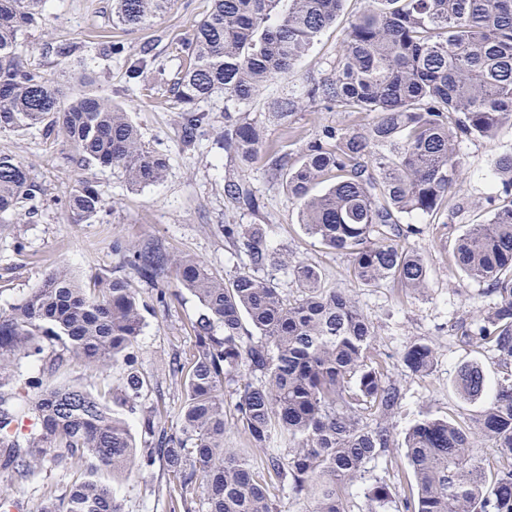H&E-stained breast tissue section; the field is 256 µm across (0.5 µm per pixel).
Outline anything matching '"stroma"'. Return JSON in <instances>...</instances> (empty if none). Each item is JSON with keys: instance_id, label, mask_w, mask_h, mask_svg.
Here are the masks:
<instances>
[{"instance_id": "obj_1", "label": "stroma", "mask_w": 512, "mask_h": 512, "mask_svg": "<svg viewBox=\"0 0 512 512\" xmlns=\"http://www.w3.org/2000/svg\"><path fill=\"white\" fill-rule=\"evenodd\" d=\"M209 5V0H176L171 10L150 26L131 32L113 27L112 0H50L42 27L29 37L36 61L46 69H57L61 61L55 52L57 46L85 44L87 62L99 87L127 110L146 143L167 154L169 168L158 183L134 188L121 169L84 167L71 152L47 142L38 131H1L0 152L16 155L27 164L43 193L40 212L33 222L0 224V310L22 302L62 264L87 284L103 278L128 279L148 305L134 350L135 367L146 384L136 399V413L128 417L136 447L143 451L148 446L140 425L143 414L161 415L168 427L177 423L175 412L184 394L173 365L193 348V324L201 307L192 294L178 288L174 279L158 285L138 277L125 263L128 249L156 243L171 258L195 256L226 278L248 259L237 255L225 240V225H264V244L274 257L317 266L324 286L346 289L371 322L374 352L399 385L401 401L390 420L393 445L369 464L368 471L370 476L399 483L410 473L404 434L419 411L466 427L482 410V402H468L458 395L454 380L460 366L468 362L482 364L492 383L512 372V367L500 362L487 348L460 340L452 329L454 323L470 320L489 303L481 293V283L454 264L452 252L469 225L489 216L487 199L494 191V158L512 148V125H503L495 142L475 139L464 145L465 181L449 208L425 220L420 234L410 237V247L428 265L427 289L414 293L393 283L363 285L350 277L347 255L325 248L305 233L298 206L281 182L267 177L265 157H258L251 166H240L225 155L221 135L225 115L246 117L262 129L265 152L279 151L293 161L324 128L371 123L370 113L342 112L321 105L306 106L288 127L273 116L278 99L301 94L310 80L331 71L348 26L366 7V0H345L335 25L297 61L292 76L268 84L251 103L230 106L220 93L204 102L202 108L208 112L210 124L195 149L187 150L181 143L182 116L164 104L168 89L160 88L151 99L142 96L138 84L128 81L122 62L98 57L95 47L100 42L123 43L127 54L146 52L165 61V74L174 76L178 63L171 59L169 47L191 33ZM232 176L250 182L260 201L259 210L240 207L225 197L224 180ZM81 179L97 182L104 193V213L98 223H70L65 211V192ZM162 287L171 294L165 305L156 300ZM415 340L431 342L436 348L429 376L412 374L402 362V350ZM123 376V371L117 369L105 377L74 361L51 375L50 380L80 383L95 393L109 389L117 392L122 388ZM72 481V475L62 474L46 463L37 478L16 487L15 495L23 512H35L46 494L65 497ZM168 486L167 472L158 462L149 473H135L116 483L115 495L124 512H170Z\"/></svg>"}]
</instances>
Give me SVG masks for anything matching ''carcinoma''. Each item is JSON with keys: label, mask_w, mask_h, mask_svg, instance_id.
<instances>
[{"label": "carcinoma", "mask_w": 512, "mask_h": 512, "mask_svg": "<svg viewBox=\"0 0 512 512\" xmlns=\"http://www.w3.org/2000/svg\"><path fill=\"white\" fill-rule=\"evenodd\" d=\"M46 2L0 0V130L38 128L88 166L123 170L134 188L160 181L167 158L143 142L127 112L84 80L65 91L32 58L28 37ZM175 2L112 0V25L143 28ZM281 2L212 0L192 33L174 44L180 65L166 102L183 112L185 148L195 147L208 124L200 103L217 93L247 103L267 83L292 74L345 0H288L279 13ZM102 54L122 59L133 80L153 65L165 70L119 43H106ZM306 96L310 104L376 118L367 127L323 130L292 166L286 155L271 152L268 175L285 182L307 234L349 256L350 277L424 291L427 265L407 245L419 227L403 219L423 220L447 208L465 179L461 143H490L501 126L512 124V0H368L350 23L333 69L311 83ZM302 106L300 97L282 98L277 116L288 120ZM223 141L227 157L249 164L261 152L263 132L241 117L227 121ZM494 174L507 200L489 197L490 219L457 238L453 259L495 302L457 329L464 340L511 362L512 150L497 156ZM325 181L330 186L313 194ZM224 196L259 208L242 178L225 180ZM36 201L28 167L0 152V224L33 221ZM66 206L72 223L93 224L102 216L103 191L79 180L67 191ZM264 237L261 224L224 225V238L257 268L268 256ZM128 264L151 282L173 277L201 305L194 347L173 367L185 386L179 428L143 416L144 434L159 437V444L138 455L128 424L112 409V393L45 385L38 377L17 384L15 361L40 356L53 341L61 353L42 371L56 372L73 359L105 373L125 365L127 388L136 394L144 387L130 370L143 301L121 278L84 288L60 266L21 303L0 311V472L21 484L46 461L79 466L68 496L46 499L38 512H122L113 484L149 472L158 459L178 489L169 493L171 512H196L188 489L199 478L207 512H275V491L285 486L303 512H348L345 489L363 482L367 463L391 447L387 419L400 391L373 352V327L347 291L321 287L320 272L304 261L281 262L301 290L293 301L274 280L249 269L224 280L202 260L186 255L173 262L155 245L132 249ZM435 359L426 341L402 352L405 367L419 376L431 372ZM242 366L259 383L247 382L240 392L236 411L245 437L241 447L230 448L224 380ZM455 389L465 400L487 397L473 428L429 415L417 420L405 436L412 482L401 491L375 481L366 492L367 512H385L392 503L402 512H512V376L491 387L482 365L466 363ZM367 410L373 427L363 422ZM25 419L35 427L23 436ZM476 434L494 441L505 461L491 480L471 448Z\"/></svg>", "instance_id": "obj_1"}]
</instances>
